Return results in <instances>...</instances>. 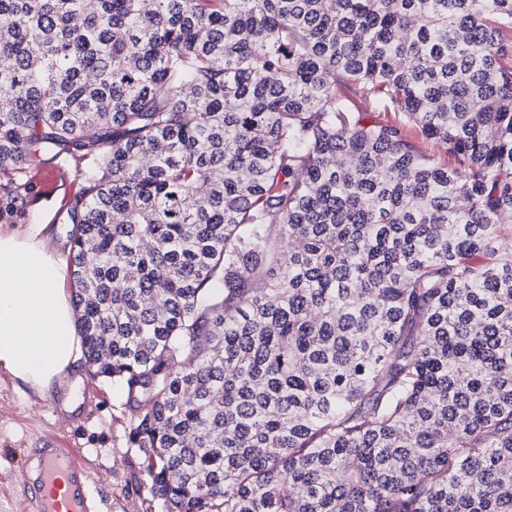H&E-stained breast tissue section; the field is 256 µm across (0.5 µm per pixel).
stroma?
Wrapping results in <instances>:
<instances>
[{
    "label": "stroma",
    "instance_id": "35a3bbf8",
    "mask_svg": "<svg viewBox=\"0 0 512 512\" xmlns=\"http://www.w3.org/2000/svg\"><path fill=\"white\" fill-rule=\"evenodd\" d=\"M41 164L61 168L55 193L45 197L32 188L19 200L0 190V227L25 229L32 211L43 212L48 247L66 255L71 251L70 202L79 185L75 164L60 149L44 153ZM124 402L117 384L87 367L44 397L24 392L0 371V512L30 506L28 455L49 440L72 449L88 468L94 512H163L149 490L143 456L129 443L132 420Z\"/></svg>",
    "mask_w": 512,
    "mask_h": 512
}]
</instances>
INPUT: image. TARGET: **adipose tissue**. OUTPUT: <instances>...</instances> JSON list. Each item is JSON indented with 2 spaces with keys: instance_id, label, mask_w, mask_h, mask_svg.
I'll list each match as a JSON object with an SVG mask.
<instances>
[{
  "instance_id": "obj_1",
  "label": "adipose tissue",
  "mask_w": 512,
  "mask_h": 512,
  "mask_svg": "<svg viewBox=\"0 0 512 512\" xmlns=\"http://www.w3.org/2000/svg\"><path fill=\"white\" fill-rule=\"evenodd\" d=\"M41 231L0 230V370L43 396L83 353L61 260Z\"/></svg>"
}]
</instances>
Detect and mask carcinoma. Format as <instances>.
<instances>
[{"label":"carcinoma","mask_w":512,"mask_h":512,"mask_svg":"<svg viewBox=\"0 0 512 512\" xmlns=\"http://www.w3.org/2000/svg\"><path fill=\"white\" fill-rule=\"evenodd\" d=\"M507 32L512 0H0V179L93 156L77 329L165 512H512ZM337 91L341 96L345 97L351 102L353 108L356 111L366 113L364 118L365 122H387L395 120V114L393 112L373 111L368 103V100L365 98L363 92L359 89L358 86L341 83L337 85Z\"/></svg>","instance_id":"carcinoma-1"}]
</instances>
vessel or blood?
Segmentation results:
<instances>
[{
	"label": "vessel or blood",
	"mask_w": 512,
	"mask_h": 512,
	"mask_svg": "<svg viewBox=\"0 0 512 512\" xmlns=\"http://www.w3.org/2000/svg\"><path fill=\"white\" fill-rule=\"evenodd\" d=\"M34 512H91L86 493L91 476L71 449L54 443L32 449Z\"/></svg>",
	"instance_id": "vessel-or-blood-1"
}]
</instances>
